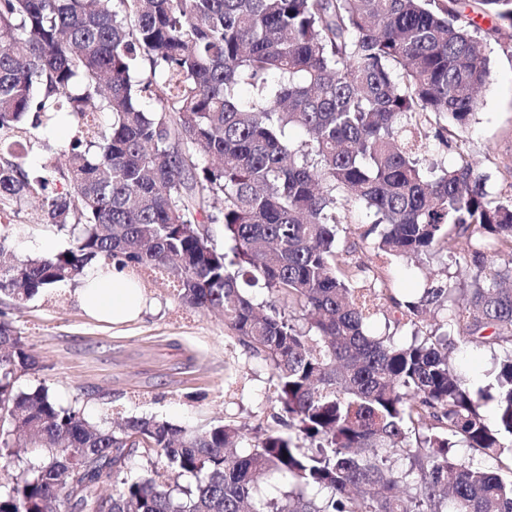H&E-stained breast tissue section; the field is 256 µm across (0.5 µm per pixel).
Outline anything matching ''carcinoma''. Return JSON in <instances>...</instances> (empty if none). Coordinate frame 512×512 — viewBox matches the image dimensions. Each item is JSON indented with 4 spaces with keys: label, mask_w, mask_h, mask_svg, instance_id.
I'll return each mask as SVG.
<instances>
[{
    "label": "carcinoma",
    "mask_w": 512,
    "mask_h": 512,
    "mask_svg": "<svg viewBox=\"0 0 512 512\" xmlns=\"http://www.w3.org/2000/svg\"><path fill=\"white\" fill-rule=\"evenodd\" d=\"M478 17L498 37L512 0H0V137L46 135L61 112L76 125L49 164L0 153V212L35 199L40 223L80 228L45 256L0 235V298L47 295L97 262L159 273L263 356L277 407L265 427L91 423L17 386L34 359L1 310L0 469L16 474L0 512H512V480L454 453L512 471V197L489 198L460 148L426 163L489 81ZM351 202L381 252L465 240L468 287L401 300L356 286L370 266L339 249ZM387 301L410 341L368 334ZM453 335L507 346L495 393L454 369Z\"/></svg>",
    "instance_id": "carcinoma-1"
}]
</instances>
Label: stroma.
Instances as JSON below:
<instances>
[{
	"instance_id": "obj_1",
	"label": "stroma",
	"mask_w": 512,
	"mask_h": 512,
	"mask_svg": "<svg viewBox=\"0 0 512 512\" xmlns=\"http://www.w3.org/2000/svg\"><path fill=\"white\" fill-rule=\"evenodd\" d=\"M482 50L491 78L459 143L485 176L489 194L500 197L512 193L501 177L512 165V41L486 38ZM31 213L26 205L0 214V230L17 254H41L45 242L55 253L71 246L73 230L33 226ZM464 249L452 244L417 264L390 256L377 264L396 297L417 298L431 281L457 282L455 259ZM138 281L149 306L139 320L121 326L87 316L70 283L45 297L1 305L37 361L18 387L46 385L60 404L78 406L104 426L118 415L153 416L184 428L270 423L273 387L265 361L233 338L222 317L183 305L160 275L146 270ZM501 354L497 347L461 344L453 351L456 364L482 387L492 382Z\"/></svg>"
}]
</instances>
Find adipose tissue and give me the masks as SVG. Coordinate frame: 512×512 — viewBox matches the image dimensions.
<instances>
[{
  "label": "adipose tissue",
  "instance_id": "obj_1",
  "mask_svg": "<svg viewBox=\"0 0 512 512\" xmlns=\"http://www.w3.org/2000/svg\"><path fill=\"white\" fill-rule=\"evenodd\" d=\"M78 302L90 317L112 324L138 319L147 299L139 283L128 271L92 264L78 290Z\"/></svg>",
  "mask_w": 512,
  "mask_h": 512
}]
</instances>
